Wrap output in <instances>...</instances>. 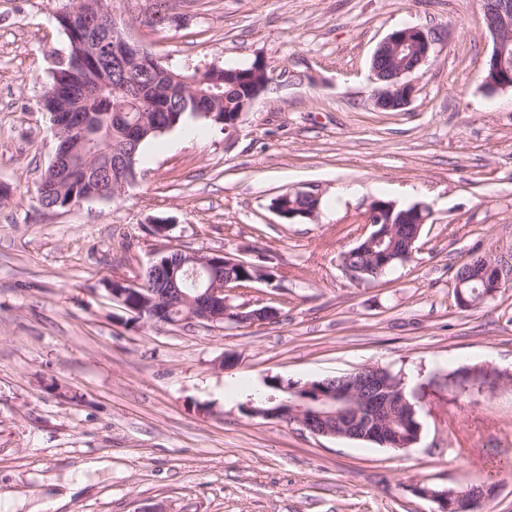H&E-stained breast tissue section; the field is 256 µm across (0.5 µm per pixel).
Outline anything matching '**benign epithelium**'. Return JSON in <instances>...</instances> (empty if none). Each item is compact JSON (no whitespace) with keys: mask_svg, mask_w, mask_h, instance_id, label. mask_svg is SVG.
<instances>
[{"mask_svg":"<svg viewBox=\"0 0 512 512\" xmlns=\"http://www.w3.org/2000/svg\"><path fill=\"white\" fill-rule=\"evenodd\" d=\"M71 8L87 16V30L93 36L87 38L80 54L74 56V66L88 73V80L78 86L70 80L55 83L50 97L74 100L86 97L101 72L100 63L112 62V71L118 73L132 68L159 66L161 59L145 53L144 43L136 38V21L126 16L117 6L105 0H73ZM484 23L493 36L494 46L487 62L484 87L494 93L512 89V0H482ZM434 41L424 29L408 26L395 30L379 42L371 58V73L378 86L373 98L377 109L395 111L404 108L412 99L415 86L409 77L431 56ZM261 80L250 90L240 112L248 110L264 93L270 83L267 65L257 62L252 67ZM203 70L179 78L187 93L195 101L206 96L213 103L209 115H218L220 94L201 90ZM52 122L59 141L49 173L53 174L54 188L64 191L76 181L92 182V187L71 198L68 206L76 207L88 198L110 200L125 191L136 180V172L126 158H116L100 163L98 147H89L85 137L83 118L74 112H54ZM318 200L320 194L311 189L288 192L281 201L273 203L274 210L291 219L295 199ZM428 220L422 206H412L400 212L396 204L381 199L373 200L360 219L365 232L360 243L368 250L370 262L352 265L341 261V266L355 281L364 282L383 274L393 260H408L415 250L422 226ZM179 259L163 269L165 293L147 298L138 291L135 280L112 279L105 291L112 302L134 320L155 321L172 326L186 323L208 325H259L277 318L275 308L265 304L262 297L245 304H234L236 286L224 282V268L237 266L252 270L251 282L271 283L273 270L227 253L199 254L179 251ZM192 282L193 293L183 292L180 285ZM482 284L481 298L494 296L501 288L512 285V265L487 255L480 264L469 263L458 269L455 276L454 297L460 308L474 305L467 297L466 288L471 282ZM284 391L289 399L276 400L270 396L267 402H278L277 416L289 423H297L315 436L358 440L371 438L383 446L406 449L415 444L418 436L411 438L399 431L408 420L416 416V404L410 402L405 391L392 386L390 371L375 366L361 368L353 373L318 382H310L300 388L287 386ZM419 494L437 505L434 512H478L490 492L483 489L446 488L440 491L430 488Z\"/></svg>","mask_w":512,"mask_h":512,"instance_id":"benign-epithelium-1","label":"benign epithelium"}]
</instances>
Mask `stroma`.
I'll list each match as a JSON object with an SVG mask.
<instances>
[{
	"instance_id": "35a3bbf8",
	"label": "stroma",
	"mask_w": 512,
	"mask_h": 512,
	"mask_svg": "<svg viewBox=\"0 0 512 512\" xmlns=\"http://www.w3.org/2000/svg\"><path fill=\"white\" fill-rule=\"evenodd\" d=\"M67 0H0V512H432L421 487L493 489L512 512V288L458 308L457 270L512 261V90L482 87L493 40L480 0H171L141 40L183 70L260 60L271 83L236 128L152 140L116 200L47 210L36 187L57 140L40 100L68 40ZM433 37L415 92L374 104L370 61L396 29ZM317 189L316 220L281 217ZM384 199L429 211L411 260L356 283L340 265ZM171 219L167 236L152 221ZM223 251L274 269L273 322L222 328L121 318L103 280L156 252ZM233 364L219 366L222 355ZM370 365L398 373L421 432L396 451L249 416L253 393ZM309 199V200H318L320 199V194L315 191L314 189H311L309 191H302V192H288L283 194L279 198V202L276 201L273 203L274 210L281 215L282 217L292 219L295 216H298V212H294L293 209H296L297 206L294 205L293 199ZM288 200V205L281 202L282 200Z\"/></svg>"
}]
</instances>
